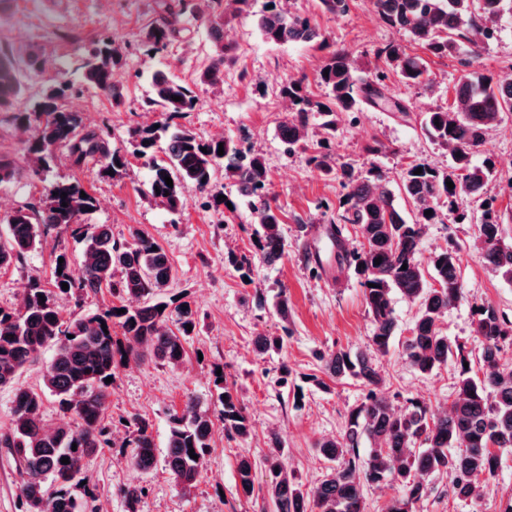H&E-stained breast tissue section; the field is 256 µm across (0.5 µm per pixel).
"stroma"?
<instances>
[{"label": "stroma", "mask_w": 512, "mask_h": 512, "mask_svg": "<svg viewBox=\"0 0 512 512\" xmlns=\"http://www.w3.org/2000/svg\"><path fill=\"white\" fill-rule=\"evenodd\" d=\"M266 2L255 0L251 12L240 15L234 4H227L233 18L224 27V41L233 46L234 59L224 67L223 84L199 87L197 108L177 119L204 139L242 140L266 160L268 193L282 210L288 252L271 265L253 262L247 276L225 259L227 252L251 250L257 230L250 205L238 197L235 183L216 174L205 192L192 193L181 212H170L150 197V167L145 159L132 156L129 145L132 128L167 120L165 113L149 106L150 85L142 72L160 70L191 84L213 56L205 16L188 10L191 31L153 54L143 45L142 35L155 18L154 0H9L0 14V46L19 53L33 49L47 61L42 72L25 77L34 94L52 84L58 71L74 70L89 42L108 36L126 45L114 75L123 94L120 106H113L110 94L85 83L62 101L63 108L78 113L87 128L109 129L112 149L129 156L126 170L112 176L97 165L78 170L62 159L52 177L76 179L86 187L97 208L85 221L110 225L113 241L129 242L131 230L138 228L162 245L173 266L172 293L183 295L199 315L182 367L147 360L118 369L105 410L110 445L93 457L87 471L86 487L95 493L99 512H125L119 490L139 484L145 488L139 512H262L265 455L280 448L289 471L306 486L318 484L328 465L318 457L315 442L341 435L349 412L366 394L356 379H326L319 359L332 350L366 349L371 321L361 283L346 267L313 274L301 255L304 244L312 240L311 230L324 229L331 220L322 203L337 206L344 190L337 174L320 172L308 163V151L285 153L279 139V125L288 113V101L279 93L284 82L303 80L314 96L326 98V89L316 79L323 52L315 43H268L255 24V14ZM281 5L291 13L312 16L333 48L350 50L362 64L373 65L375 51L389 43L423 55L402 31L379 20L371 0H353L349 13L341 17L322 12L318 0H281ZM424 57L431 84L409 86L394 75L387 80L391 94L410 105V116L366 107L340 115L331 141L336 164H349L362 174L376 167L393 182L412 163L448 169L447 151L425 138L419 118L452 104L464 68L458 56ZM476 63L496 76L512 74V0H505L494 37L481 44ZM377 141L382 142V151L369 154L368 146ZM486 160L496 168L488 193L509 216L502 226L503 239L512 244V114L503 115L475 152L474 163ZM219 195L234 201V211L222 214L209 208V200ZM42 196V184L19 175L0 185V217L26 205L39 206ZM477 208L471 196L459 194L454 210L442 211L441 223L428 226L419 254L427 264L448 242L458 244L465 297L449 309L440 328L473 361L480 350L473 305L490 303L512 316V282L482 261L473 246L475 223L455 221L456 213L472 214ZM83 251V242L71 231L57 228L42 234L35 250L0 269V307H18L31 280L52 288L56 256L66 254L76 268ZM281 290L288 296L284 318L269 303ZM394 309L398 341L378 361L394 406L418 398L434 412L447 411L456 397L454 367L442 366L426 375L415 372L402 356L401 342L409 334L416 306L398 296ZM281 334L288 337L283 352L255 354L256 336ZM219 368L246 407L251 435L231 439L223 425H216L201 477L188 493L174 485L164 467L147 475L133 468L124 446L134 430L133 417L149 421L157 446H165L170 414L182 411L190 396L211 401ZM285 369L290 372L289 384L282 387L277 380ZM243 457L255 464L256 491L249 498L237 489L236 467ZM428 484L432 494L417 512H500L503 497L512 494V450L503 452L491 491L477 500L453 499L451 479L445 474L431 476Z\"/></svg>", "instance_id": "35a3bbf8"}]
</instances>
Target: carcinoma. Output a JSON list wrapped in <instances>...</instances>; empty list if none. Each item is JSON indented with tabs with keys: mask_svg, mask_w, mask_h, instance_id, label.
I'll return each instance as SVG.
<instances>
[{
	"mask_svg": "<svg viewBox=\"0 0 512 512\" xmlns=\"http://www.w3.org/2000/svg\"><path fill=\"white\" fill-rule=\"evenodd\" d=\"M211 11L210 33L214 55L199 75V83L216 86L224 82V63L231 48L224 45V24L229 16L221 11L222 0H202ZM504 0H372L378 18L404 32L428 54L443 58L459 52L464 44H476L491 36L492 26ZM162 16L147 30L142 43L148 51L164 50L179 33V13L168 0H159ZM257 26L269 42L311 43L321 40L326 51L318 69V83L328 91L326 100L315 98L300 80H288L280 95L290 103V117L280 126V140L288 153L316 140L309 162L329 174L332 155L330 138L336 133L337 117L365 104L385 107L403 114L409 109L389 95L386 69L402 83L424 84L428 73L422 57L412 55L400 44L390 43L375 52L378 64L361 66L347 49H332L321 39L311 18L291 15L269 0L257 15ZM123 47L103 38L86 49L79 69L84 81L112 94L120 104L114 81ZM45 61L35 51L16 54L0 48V115L30 130L21 156L0 153V185L11 182L25 164V172L47 183L39 209L20 208L0 219V268L11 266L40 241V228L66 227L85 241L79 272L69 260L55 263L54 290L34 281L17 309L0 308V387L14 384L19 371L45 345L55 346L51 362L43 369L44 387L59 399L60 409L72 422L53 430L44 427L40 393L14 391L10 426L0 432V448L14 464L15 484L24 512H94L76 490L85 480V469L96 452L109 446L104 410L118 368L130 359L150 357L170 368L186 360L188 326H196L198 314L185 300L165 298L173 281V270L165 249L148 234L131 230V241H112L107 224H86L82 217L96 208L91 194L81 197L84 186L77 180H48L59 154L66 153L71 165L81 168L90 161L100 163L116 176L126 169L125 154L112 150L102 132L82 131V120L63 109L61 100L73 87L68 73H59L55 84L36 95L29 109L10 113L15 100L26 92L24 73H35ZM466 71L455 87L454 102L424 114L420 129L434 144L448 151L451 171L428 165H408L399 175V189L417 212L409 220L395 207L388 180L377 169L365 177L354 168H341L345 193L339 201L337 221L330 224L336 234V263L352 268L364 288V303L372 330L368 349L353 354L345 350L324 356L325 372L340 378L358 379L368 388L365 401L351 410L339 438L316 442L318 453L330 463L325 478L305 487L282 464L280 453L264 459L265 496L272 512H364L362 486L390 481L401 494L390 501L386 512H413L429 495L427 478L441 472L451 477V493L457 500L477 498L488 490L500 466V451L512 448V367L501 361V345L512 341V319L491 304L473 310L474 333L481 342L478 369L464 367L460 345L443 335L439 323L448 309L464 297L458 271L459 247L454 242L437 253L429 273L419 260L426 225L440 220L436 204L453 208L457 194L474 197L481 207L476 248L484 261L503 278L512 281V245L502 242L503 214L496 198L487 195L493 179L491 163L477 166L473 153L483 144L488 131L507 112H512V81L495 79L468 60ZM153 97L149 104L169 116L192 112L199 94L187 83L155 71L149 76ZM181 100L174 101L172 97ZM319 115L315 130L310 119ZM168 134L156 162L153 149L158 136L153 128H136L130 133L132 154L149 159L152 178L150 196L171 211L185 208L190 193L206 190L217 170L233 180L240 193L250 199L256 231L255 251L263 262L273 263L288 253L281 233V212L268 199V170L265 159L243 147L230 136L204 140L192 129L166 124ZM224 155H218V147ZM207 152H202V149ZM422 173H416L417 168ZM170 177L173 186L166 185ZM451 181L454 188L447 187ZM67 193L61 198V193ZM67 206H62V202ZM430 210L432 214L424 215ZM350 224L359 235L358 246L349 247L341 236V225ZM381 259L375 264V259ZM407 269H402V265ZM434 280L438 287L430 286ZM68 289H62V284ZM109 288L112 293L137 305L112 306L84 316L63 318L60 301L73 295H96ZM401 295L417 306V315L402 346L408 364L420 374H429L453 361L457 365V397L449 411L436 416L427 404L410 400L394 409L377 371L378 357L390 351L397 335L394 296ZM177 330L169 328V322ZM106 328H101V325ZM121 329L124 340L115 338L112 325ZM288 327L279 336H258L255 352L264 356L285 348ZM214 412L200 400L189 397L183 412L169 417L165 466L177 487L187 493L194 488L209 453L215 419L224 424L231 438H246L252 424L244 405L220 375ZM136 433L129 441L130 464L144 474L156 463V446L150 424L135 419ZM371 444L364 466L357 464L362 442ZM77 450H72V445ZM198 459H193L189 451ZM69 463H61L62 458ZM255 464L248 458L237 463L239 492L249 497L255 490ZM144 487L131 485L121 494L126 512H138Z\"/></svg>",
	"mask_w": 512,
	"mask_h": 512,
	"instance_id": "obj_1",
	"label": "carcinoma"
}]
</instances>
